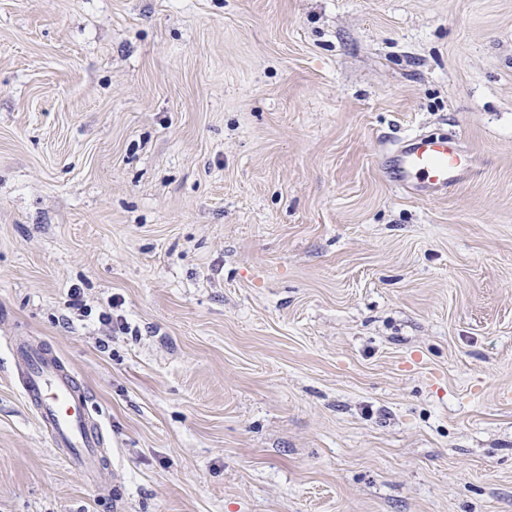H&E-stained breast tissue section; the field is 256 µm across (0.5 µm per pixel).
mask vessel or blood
<instances>
[{
    "instance_id": "1",
    "label": "vessel or blood",
    "mask_w": 512,
    "mask_h": 512,
    "mask_svg": "<svg viewBox=\"0 0 512 512\" xmlns=\"http://www.w3.org/2000/svg\"><path fill=\"white\" fill-rule=\"evenodd\" d=\"M472 167V156L454 138L418 133L398 143L383 173L394 186L434 199L458 184ZM16 354L23 395L35 409L53 451L88 477H97L108 466L103 453L108 432L88 418L84 387L46 347H20Z\"/></svg>"
}]
</instances>
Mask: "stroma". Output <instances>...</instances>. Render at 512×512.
<instances>
[{"mask_svg": "<svg viewBox=\"0 0 512 512\" xmlns=\"http://www.w3.org/2000/svg\"><path fill=\"white\" fill-rule=\"evenodd\" d=\"M0 512H512V0H0ZM388 164L386 179L401 189L434 199L458 184L473 168V158L448 136L413 134L396 144ZM16 367L24 398L36 411L52 450L89 478L111 463L104 457L109 434L87 416V393L63 360L44 346L18 347Z\"/></svg>", "mask_w": 512, "mask_h": 512, "instance_id": "35a3bbf8", "label": "stroma"}]
</instances>
